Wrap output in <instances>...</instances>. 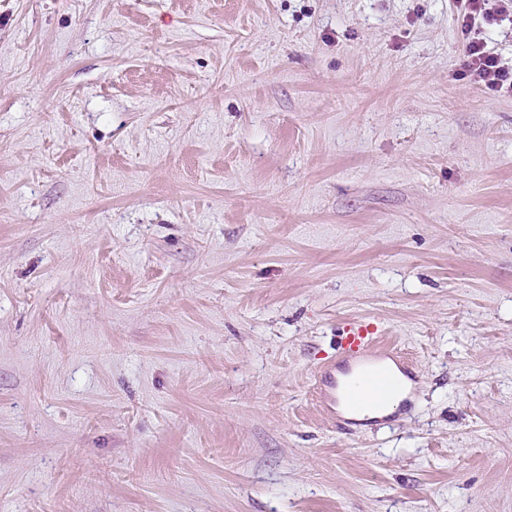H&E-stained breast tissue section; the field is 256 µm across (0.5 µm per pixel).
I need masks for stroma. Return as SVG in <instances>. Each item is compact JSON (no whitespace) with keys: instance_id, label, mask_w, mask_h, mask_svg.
<instances>
[{"instance_id":"obj_1","label":"stroma","mask_w":512,"mask_h":512,"mask_svg":"<svg viewBox=\"0 0 512 512\" xmlns=\"http://www.w3.org/2000/svg\"><path fill=\"white\" fill-rule=\"evenodd\" d=\"M466 42L457 0H0V512H512V95ZM352 321L417 382L345 431ZM466 66L475 82L492 93H512V68L490 51L479 37H471L465 50Z\"/></svg>"}]
</instances>
